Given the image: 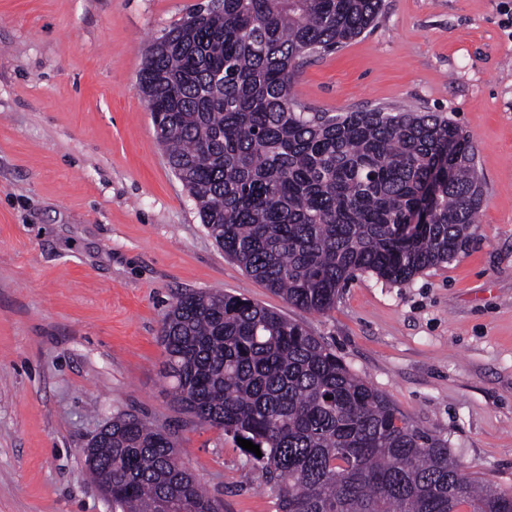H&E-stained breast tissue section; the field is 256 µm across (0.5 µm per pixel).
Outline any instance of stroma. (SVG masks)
<instances>
[{"label": "stroma", "mask_w": 512, "mask_h": 512, "mask_svg": "<svg viewBox=\"0 0 512 512\" xmlns=\"http://www.w3.org/2000/svg\"><path fill=\"white\" fill-rule=\"evenodd\" d=\"M209 0H0V512H112L83 450L112 417L170 429L221 512H276L231 437L175 406L162 319L230 293L303 322L464 474L512 489V0H384L310 57L317 112H445L477 147L466 253L333 309L288 305L225 258L167 166L138 85L148 46Z\"/></svg>", "instance_id": "1"}]
</instances>
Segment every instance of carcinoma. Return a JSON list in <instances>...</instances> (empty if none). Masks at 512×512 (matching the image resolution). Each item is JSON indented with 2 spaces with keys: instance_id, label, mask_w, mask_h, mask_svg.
Wrapping results in <instances>:
<instances>
[{
  "instance_id": "1",
  "label": "carcinoma",
  "mask_w": 512,
  "mask_h": 512,
  "mask_svg": "<svg viewBox=\"0 0 512 512\" xmlns=\"http://www.w3.org/2000/svg\"><path fill=\"white\" fill-rule=\"evenodd\" d=\"M383 0H211L146 52L139 85L169 168L224 255L291 306L323 313L359 274L407 283L467 250L476 148L440 112H311L303 60L373 27ZM172 399L243 450L278 512H512L463 476L306 326L231 294L177 297L161 328ZM86 463L112 512H217L176 438L132 414Z\"/></svg>"
}]
</instances>
